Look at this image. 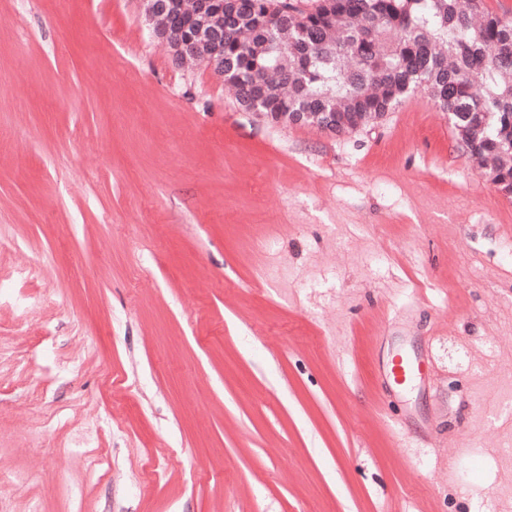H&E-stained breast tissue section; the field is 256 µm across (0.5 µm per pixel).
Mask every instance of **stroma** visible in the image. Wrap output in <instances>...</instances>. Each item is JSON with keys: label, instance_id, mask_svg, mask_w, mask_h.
<instances>
[{"label": "stroma", "instance_id": "obj_1", "mask_svg": "<svg viewBox=\"0 0 512 512\" xmlns=\"http://www.w3.org/2000/svg\"><path fill=\"white\" fill-rule=\"evenodd\" d=\"M510 250L425 92L334 137L0 0V512H512ZM387 372L399 386L409 384L413 387L418 379V367L408 355L399 360L393 359L388 365Z\"/></svg>", "mask_w": 512, "mask_h": 512}]
</instances>
